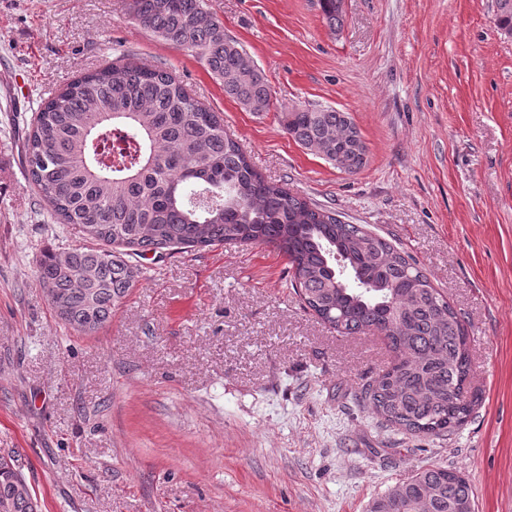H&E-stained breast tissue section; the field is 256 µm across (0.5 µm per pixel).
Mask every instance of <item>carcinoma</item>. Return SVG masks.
Masks as SVG:
<instances>
[{
    "label": "carcinoma",
    "instance_id": "cac0c4a2",
    "mask_svg": "<svg viewBox=\"0 0 512 512\" xmlns=\"http://www.w3.org/2000/svg\"><path fill=\"white\" fill-rule=\"evenodd\" d=\"M320 3L328 25L340 26L341 0ZM494 7L498 29L512 36V0ZM129 8L140 27L196 52L224 96L250 112L269 110L265 75L244 63L245 50L206 0H131ZM280 122L344 173L367 164L368 146L347 112L294 108ZM25 169L50 218L99 243L48 251L37 267L58 318L79 335L105 328L133 288L139 269L127 255L266 245L287 257L300 300L325 325L384 336L395 361L361 390L381 421L430 439L471 416L467 333L423 270L364 225L267 180L219 113L166 68L122 58L67 82L30 123ZM424 498L429 512H474L469 478L444 466L395 484L370 512H417ZM0 512H39L9 454L0 455Z\"/></svg>",
    "mask_w": 512,
    "mask_h": 512
}]
</instances>
